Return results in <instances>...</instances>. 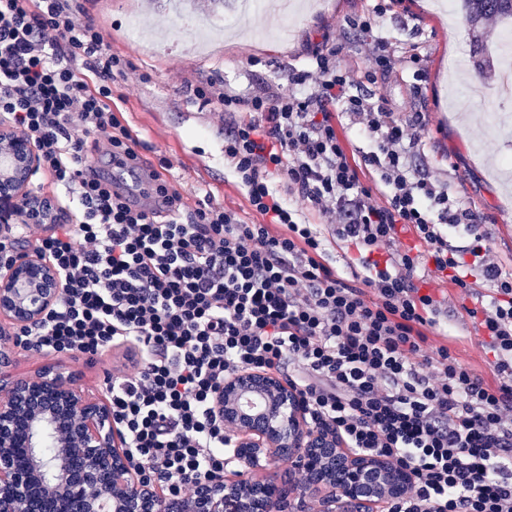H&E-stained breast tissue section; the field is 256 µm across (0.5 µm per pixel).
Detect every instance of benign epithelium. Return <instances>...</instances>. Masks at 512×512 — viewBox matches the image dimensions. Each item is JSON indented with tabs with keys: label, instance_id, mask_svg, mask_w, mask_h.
<instances>
[{
	"label": "benign epithelium",
	"instance_id": "7a95c632",
	"mask_svg": "<svg viewBox=\"0 0 512 512\" xmlns=\"http://www.w3.org/2000/svg\"><path fill=\"white\" fill-rule=\"evenodd\" d=\"M36 167L28 138L1 124V230L28 196ZM62 294L56 268L37 249L17 248L0 268V322L39 324ZM10 339L0 325V512H288L291 492L274 478L208 477L190 496L162 493L130 466L110 402L54 364L33 377L11 375ZM215 409L242 436L239 462H292L307 475L302 490L319 497L324 512H354L374 498H399L408 486V472L381 456L342 455L332 433L310 425L300 398L264 373L226 380ZM46 432L51 456L41 452Z\"/></svg>",
	"mask_w": 512,
	"mask_h": 512
}]
</instances>
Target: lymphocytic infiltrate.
I'll list each match as a JSON object with an SVG mask.
<instances>
[{
  "instance_id": "lymphocytic-infiltrate-1",
  "label": "lymphocytic infiltrate",
  "mask_w": 512,
  "mask_h": 512,
  "mask_svg": "<svg viewBox=\"0 0 512 512\" xmlns=\"http://www.w3.org/2000/svg\"><path fill=\"white\" fill-rule=\"evenodd\" d=\"M395 3L378 0L352 21L370 36L369 75H388L400 58L421 62L374 33ZM105 29L84 0H0V120L28 137L39 170L76 199L46 201L36 219L29 202L18 210L12 236L35 237L64 293L43 324L17 331V346L121 354L106 382L113 423L133 468L169 493L191 495L199 478L227 471L237 437L214 398L225 379L256 371L284 376L310 424L334 431L340 447L411 472L404 496L382 512H512V273L468 204L413 171L426 113L353 93L340 47L326 41L289 71L288 94L196 90L219 108L224 156L261 223L214 202L184 215L181 194L163 185L144 207L87 166L92 150L138 164L112 109V74L125 63ZM340 111L367 146L360 159L336 130ZM363 168L386 188L385 203L361 181ZM275 178L357 251L362 274L348 279L327 263L317 229L272 190ZM406 226L425 253L396 249ZM452 229L472 235L466 250L449 244ZM429 263L469 297L472 270L492 283L490 299L468 311L492 380L430 342L447 300L422 272Z\"/></svg>"
}]
</instances>
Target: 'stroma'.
Returning a JSON list of instances; mask_svg holds the SVG:
<instances>
[{"instance_id": "35a3bbf8", "label": "stroma", "mask_w": 512, "mask_h": 512, "mask_svg": "<svg viewBox=\"0 0 512 512\" xmlns=\"http://www.w3.org/2000/svg\"><path fill=\"white\" fill-rule=\"evenodd\" d=\"M237 0H96L91 15H106L112 25V52L128 67L112 80V104L137 140L141 168L100 165L134 194L152 193L143 175L154 171L160 184L178 190L188 208L212 198L246 222L261 218L252 211L246 191L224 157V128L212 104L197 98V87L216 83L247 98L277 89L287 91L288 72L307 64L309 51L323 38L341 46L340 64L356 87L383 93L395 111L426 112L430 125L412 164L421 174L447 182L480 216L479 233L487 235L503 269L512 270V178L503 161L512 158V96L498 94L499 74H460L452 60H469L470 46L457 8L441 13L428 0H404L376 21V32L403 47H418L421 77L412 69L370 82L365 75L366 36L350 26L353 17L371 12L373 0H309L303 12L285 15L292 36L258 39L254 30L268 26L257 14L242 20ZM257 57L250 65L249 57ZM480 84L487 102L469 101L467 111L452 102V91L467 93ZM433 287L448 296L449 346L459 360L487 372L482 338L466 312L472 306L448 279ZM76 373L84 387L103 392L111 357L90 359L71 354L33 356L13 350L12 374L31 376L47 363Z\"/></svg>"}]
</instances>
